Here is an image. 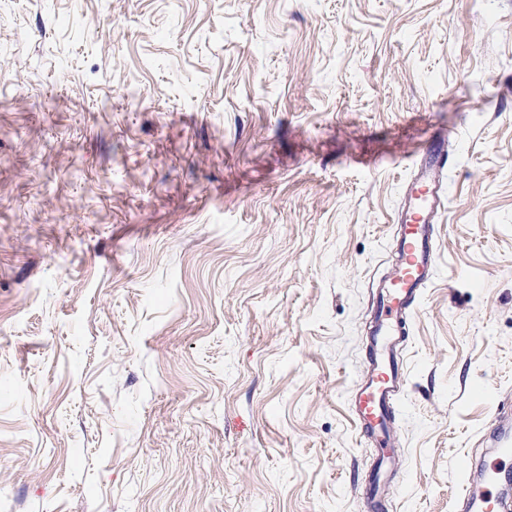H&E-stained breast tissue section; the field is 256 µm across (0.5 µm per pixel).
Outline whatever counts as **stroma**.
<instances>
[{
	"instance_id": "stroma-1",
	"label": "stroma",
	"mask_w": 512,
	"mask_h": 512,
	"mask_svg": "<svg viewBox=\"0 0 512 512\" xmlns=\"http://www.w3.org/2000/svg\"><path fill=\"white\" fill-rule=\"evenodd\" d=\"M438 140L383 512H461L512 396V0H0V512H369ZM421 167L406 184L396 259L389 274L378 284L375 294L372 328V355L367 378L354 394L352 412L357 425L371 436L379 448L376 465L368 478V508H377L374 500L381 477L397 469L392 448L394 403L403 391L406 379L400 368L399 345L409 310L415 305L421 288L433 274L437 254L431 242L429 221L441 206L437 183L438 166L444 158L428 145L422 148Z\"/></svg>"
}]
</instances>
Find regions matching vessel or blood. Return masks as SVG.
Returning a JSON list of instances; mask_svg holds the SVG:
<instances>
[{
    "label": "vessel or blood",
    "mask_w": 512,
    "mask_h": 512,
    "mask_svg": "<svg viewBox=\"0 0 512 512\" xmlns=\"http://www.w3.org/2000/svg\"><path fill=\"white\" fill-rule=\"evenodd\" d=\"M422 159L415 177L405 187L396 259L375 294L370 368L355 391L352 405L357 425L378 448L376 465L368 478V494L373 498L378 495L382 476L397 466L391 426L394 403L406 384L398 350L407 314L437 263L429 221L441 205L436 173L444 158L426 146ZM492 446V457L479 472L478 491L465 493L467 512H501L503 508L495 486L501 474L512 469V427L498 426Z\"/></svg>",
    "instance_id": "b4317fda"
}]
</instances>
